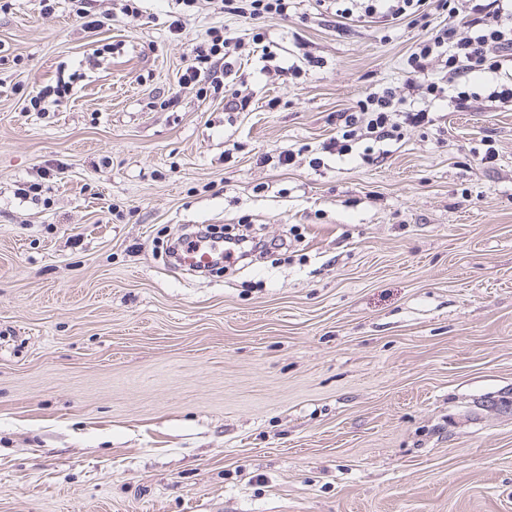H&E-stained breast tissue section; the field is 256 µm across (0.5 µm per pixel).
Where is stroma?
<instances>
[{"label":"stroma","mask_w":512,"mask_h":512,"mask_svg":"<svg viewBox=\"0 0 512 512\" xmlns=\"http://www.w3.org/2000/svg\"><path fill=\"white\" fill-rule=\"evenodd\" d=\"M141 6L0 0V512H512V106L340 158L337 113L425 28L201 0L177 38L174 0ZM215 25L250 108L164 107ZM259 32L320 67L259 80ZM198 224L272 247L204 278L166 255ZM291 0H212L221 13L225 10L249 16L287 15ZM70 79L71 77H68V81H66L64 76H58L55 85L44 87L30 99L31 107L39 112H45L46 104L56 103L59 99L70 95V92L73 91Z\"/></svg>","instance_id":"stroma-1"}]
</instances>
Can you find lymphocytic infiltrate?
I'll list each match as a JSON object with an SVG mask.
<instances>
[{
    "label": "lymphocytic infiltrate",
    "instance_id": "f902f5d3",
    "mask_svg": "<svg viewBox=\"0 0 512 512\" xmlns=\"http://www.w3.org/2000/svg\"><path fill=\"white\" fill-rule=\"evenodd\" d=\"M333 10L339 26L375 19L386 26L409 21L428 27L429 35L406 58L402 85H379L360 99L354 110L340 113L341 135L322 150L348 155L365 140L381 143L411 128L433 125L432 109L449 104L455 110L470 107L474 98L467 85L471 77L483 81L488 98L512 102V75L503 72L512 63V0H318ZM443 19L431 24L432 11ZM231 40L223 27L209 28L192 49L179 78V89L205 83L227 91V105L245 108L248 96L226 90L232 72Z\"/></svg>",
    "mask_w": 512,
    "mask_h": 512
}]
</instances>
